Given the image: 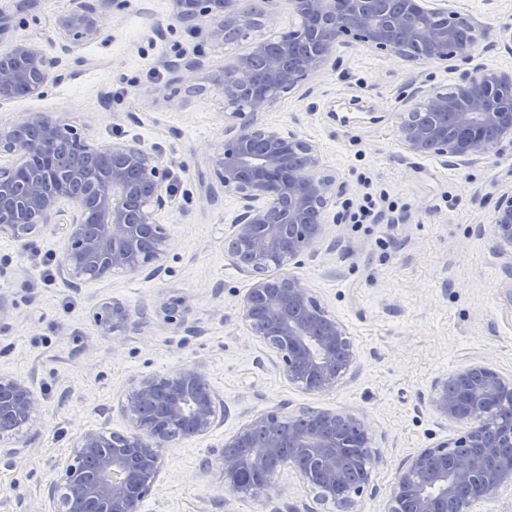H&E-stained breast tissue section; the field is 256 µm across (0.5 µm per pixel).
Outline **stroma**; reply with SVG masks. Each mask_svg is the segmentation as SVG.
Instances as JSON below:
<instances>
[{"instance_id":"obj_1","label":"stroma","mask_w":512,"mask_h":512,"mask_svg":"<svg viewBox=\"0 0 512 512\" xmlns=\"http://www.w3.org/2000/svg\"><path fill=\"white\" fill-rule=\"evenodd\" d=\"M481 24L476 62L512 71V0H464ZM71 0H0L12 28L0 53L25 39L47 55L59 53L55 18ZM106 25L78 47L79 61L46 96L0 104V132L17 117L41 112L100 143L136 139L169 166L172 208L168 273L151 280L115 277L71 287L57 273L61 233L50 228L31 250L0 238V294L9 316L0 321V375L30 382L42 400L36 430L13 440L0 456V512H50L48 487L58 480L75 437L101 426L127 430L119 400L141 378L203 366L227 408L208 435L175 442L164 452L161 480L141 512H338L319 504L294 469L280 470L273 488L240 497L218 469L200 463L224 438L275 408L284 413L335 409L357 414L381 459L353 512H386L398 469L416 452L462 435L429 403L433 384L481 362L512 377V279L493 247L492 213L512 188V147L479 163L415 157L397 141L405 101L421 87L446 91L456 71L409 62L368 49L353 38L338 45L320 72L282 94L262 121L317 142L325 172L338 189L322 240L312 252L269 267L300 278L317 303L342 321L356 354L332 391L289 384L267 349L243 326L240 303L254 277L239 269L224 239L240 212L224 192L210 158L238 120L224 105L214 77L247 52L256 35L299 25L288 0H265L275 28L259 27L228 44L212 38L211 18L173 20L172 0H122L99 7ZM200 60L192 83L187 61ZM385 192L395 204L392 224L348 223L346 204ZM186 297L196 331L166 323L163 303ZM112 298L150 316L126 335L98 336L95 305Z\"/></svg>"}]
</instances>
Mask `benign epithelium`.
Returning <instances> with one entry per match:
<instances>
[{"label": "benign epithelium", "mask_w": 512, "mask_h": 512, "mask_svg": "<svg viewBox=\"0 0 512 512\" xmlns=\"http://www.w3.org/2000/svg\"><path fill=\"white\" fill-rule=\"evenodd\" d=\"M71 10L55 19L60 54L50 57L25 39L0 55V103L27 95L43 96L49 83L63 78L78 46L102 32L104 18L92 0H71ZM379 0H289L299 28L260 38L250 50L224 65L215 81L224 103H246L233 112L242 119L234 135L212 158L224 192L237 196L241 213L232 224L228 252L235 264L255 274L240 303L241 319L273 353L272 363L288 383L311 392L334 389L354 363L341 321L313 299L294 275L272 277L263 269L281 265L312 249L323 237L335 178L321 172L319 147L257 121L284 92L298 88L327 62L336 44L351 34L365 45L410 61L416 48L427 63L451 60L470 65L448 93L432 88L409 109L398 127L402 148L411 155L458 158L473 163L503 143L512 145V109L502 111L486 88L512 85V72L474 62L479 23L455 9L453 0H401V8L382 9ZM173 15L192 23L210 15L213 35L247 32L254 14L242 0H172ZM435 14L445 24L428 22ZM67 139L83 162L63 167L57 180L32 168L21 181L16 167H0V238L22 245L47 228L62 225L57 262L61 278L74 287L114 276L151 279L165 271L170 238L160 216L171 208L168 169L138 140L97 143L44 113H28L0 134V152L16 159H53ZM494 249L506 259L512 277V191L497 200L493 214ZM169 323L185 325L193 312L182 298L161 308ZM98 335L122 336L132 328L130 310L105 299L94 313ZM431 405L444 420L464 422L467 430L424 448L399 469L389 489L386 512H475L504 487H512V421L496 411L512 405V377L474 363L438 380ZM41 398L29 382L0 376V441L35 426ZM128 425L124 434L86 430L73 442V463L50 486L54 512H70L77 501L84 512H140L163 470L164 449L174 442L205 436L224 421V402L207 371L192 365L173 375L138 381L119 403ZM283 416L277 410L255 415L224 438L215 458L224 485L240 497L274 485L269 468L279 456ZM287 459L322 503L351 512L370 483L380 457L364 422L344 410L302 411L288 417ZM250 470L255 486L241 481Z\"/></svg>", "instance_id": "1"}]
</instances>
